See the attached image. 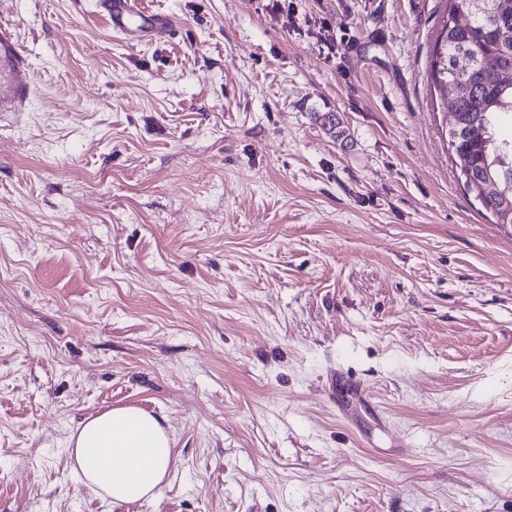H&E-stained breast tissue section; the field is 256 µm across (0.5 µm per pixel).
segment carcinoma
Returning <instances> with one entry per match:
<instances>
[{
  "instance_id": "cac0c4a2",
  "label": "carcinoma",
  "mask_w": 512,
  "mask_h": 512,
  "mask_svg": "<svg viewBox=\"0 0 512 512\" xmlns=\"http://www.w3.org/2000/svg\"><path fill=\"white\" fill-rule=\"evenodd\" d=\"M442 25L431 61L434 88L448 96V84L458 93L449 144L464 187L499 224H512V140L491 137L500 114L512 115V0H469L465 21L451 13ZM467 55L473 75L459 80L457 60Z\"/></svg>"
}]
</instances>
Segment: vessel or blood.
I'll return each mask as SVG.
<instances>
[{
	"label": "vessel or blood",
	"instance_id": "vessel-or-blood-1",
	"mask_svg": "<svg viewBox=\"0 0 512 512\" xmlns=\"http://www.w3.org/2000/svg\"><path fill=\"white\" fill-rule=\"evenodd\" d=\"M95 5L112 31L125 40L139 31L154 36L173 30L172 18L145 11L143 0H96ZM34 87L31 64L12 29L0 26V112L24 111Z\"/></svg>",
	"mask_w": 512,
	"mask_h": 512
}]
</instances>
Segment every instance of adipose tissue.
<instances>
[{
  "label": "adipose tissue",
  "mask_w": 512,
  "mask_h": 512,
  "mask_svg": "<svg viewBox=\"0 0 512 512\" xmlns=\"http://www.w3.org/2000/svg\"><path fill=\"white\" fill-rule=\"evenodd\" d=\"M85 485L119 502L156 495L170 471L173 440L152 415L132 406L87 418L69 448Z\"/></svg>",
  "instance_id": "obj_1"
}]
</instances>
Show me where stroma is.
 Listing matches in <instances>:
<instances>
[{"label": "stroma", "instance_id": "stroma-1", "mask_svg": "<svg viewBox=\"0 0 512 512\" xmlns=\"http://www.w3.org/2000/svg\"><path fill=\"white\" fill-rule=\"evenodd\" d=\"M149 8L178 34L0 0L37 84L0 116V512H512V225L452 162L447 0ZM123 406L175 459L114 503L67 448Z\"/></svg>", "mask_w": 512, "mask_h": 512}]
</instances>
